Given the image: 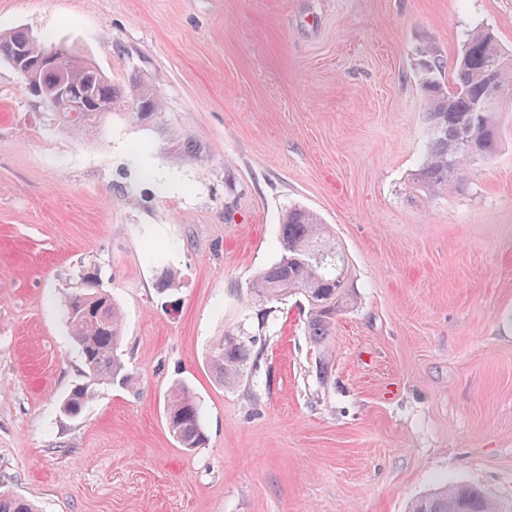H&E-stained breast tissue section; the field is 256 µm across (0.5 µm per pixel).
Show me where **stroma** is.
<instances>
[{
    "label": "stroma",
    "instance_id": "obj_1",
    "mask_svg": "<svg viewBox=\"0 0 512 512\" xmlns=\"http://www.w3.org/2000/svg\"><path fill=\"white\" fill-rule=\"evenodd\" d=\"M480 28L512 51V0H0V34L162 101L87 138L0 59V491L41 512H407L448 482L512 512V99L457 188L414 180L420 61L452 82ZM294 205L357 287L323 347L295 300L261 321L250 299ZM87 271L134 388L84 371L65 304ZM235 326L259 356L227 389L205 356ZM177 381L192 450L165 421ZM165 418L169 432L182 448H198L206 443L199 403L187 385L177 382L171 388L165 405Z\"/></svg>",
    "mask_w": 512,
    "mask_h": 512
}]
</instances>
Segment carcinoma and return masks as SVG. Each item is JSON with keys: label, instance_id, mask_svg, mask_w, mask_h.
<instances>
[{"label": "carcinoma", "instance_id": "cac0c4a2", "mask_svg": "<svg viewBox=\"0 0 512 512\" xmlns=\"http://www.w3.org/2000/svg\"><path fill=\"white\" fill-rule=\"evenodd\" d=\"M48 48L50 45L24 30L0 35V54L9 49L19 51V63L32 71L36 91L43 96L54 89V76L42 65ZM492 52L505 54L490 31L479 29L469 34L464 51L466 63L456 65L450 86L442 80L440 62L421 65L429 141L415 175L418 184L432 189L459 184L472 164L469 143L487 159L495 153L499 113L471 111L474 99L482 93L483 68ZM69 57L71 64L65 76L68 93L62 102V114L73 125L95 133L106 111H117L126 102L150 113L159 111L160 100L148 84L137 82L124 92L89 61L72 53ZM279 229L280 256L256 275L250 288L251 299L265 311L291 296L300 297L307 309L304 332L310 342L323 345L331 337L337 318L356 304L349 263L336 247L329 226L307 209L288 208ZM66 311L85 373L93 379H119L127 387L132 385L133 377L116 354L122 324L112 298L90 284L85 291L68 297ZM257 360L254 341L239 327L224 330L206 356L214 379L226 388L236 386ZM87 393L85 385L73 388L66 401L69 413L81 410ZM165 418L169 432L181 447L192 449L206 443L199 403L187 385L177 382L171 388ZM0 512H37V508L22 497L1 492ZM409 512H498V508L483 490L457 484L417 498Z\"/></svg>", "mask_w": 512, "mask_h": 512}]
</instances>
